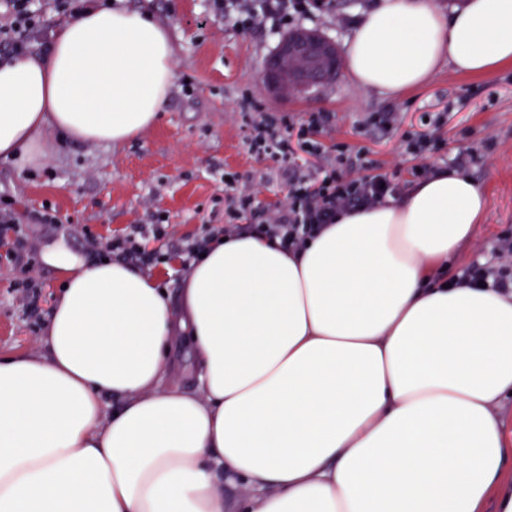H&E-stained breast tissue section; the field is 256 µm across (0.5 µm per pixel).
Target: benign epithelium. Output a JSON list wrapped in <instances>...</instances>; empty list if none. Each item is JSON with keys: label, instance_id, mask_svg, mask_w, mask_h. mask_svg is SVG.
Instances as JSON below:
<instances>
[{"label": "benign epithelium", "instance_id": "1", "mask_svg": "<svg viewBox=\"0 0 512 512\" xmlns=\"http://www.w3.org/2000/svg\"><path fill=\"white\" fill-rule=\"evenodd\" d=\"M336 42L310 30L289 34L259 72V79L279 94L320 86L340 72Z\"/></svg>", "mask_w": 512, "mask_h": 512}]
</instances>
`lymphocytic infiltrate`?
Returning a JSON list of instances; mask_svg holds the SVG:
<instances>
[{"mask_svg":"<svg viewBox=\"0 0 512 512\" xmlns=\"http://www.w3.org/2000/svg\"><path fill=\"white\" fill-rule=\"evenodd\" d=\"M81 0H0V65L31 54L39 41L50 38L45 18L54 13L77 16ZM213 17L233 19L246 27H259L268 20L291 23L312 13L331 10L332 0H211ZM325 123L323 113L315 112L299 123L295 137L280 133L276 121L262 112L250 125L249 147L259 156L280 161L288 168V194L275 210L259 223L227 224L212 230L188 249L197 257L210 243L227 235L259 234L280 239L286 249H302L323 225L335 223L337 216L350 208H370L395 196L398 185L384 174L368 175L361 159L338 154L334 164L307 168L296 164V150L319 156L325 145L316 134ZM158 225L134 224L129 233L114 241L112 249L143 269L160 261L150 240L160 238ZM498 263L485 267L470 264L453 274L451 285L489 284L500 289L512 288V233L497 240Z\"/></svg>","mask_w":512,"mask_h":512,"instance_id":"lymphocytic-infiltrate-1","label":"lymphocytic infiltrate"}]
</instances>
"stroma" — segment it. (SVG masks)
Segmentation results:
<instances>
[{
  "label": "stroma",
  "instance_id": "obj_1",
  "mask_svg": "<svg viewBox=\"0 0 512 512\" xmlns=\"http://www.w3.org/2000/svg\"><path fill=\"white\" fill-rule=\"evenodd\" d=\"M147 11L167 29L174 50L175 78L161 120L120 146L75 143L46 137L42 167L0 158V207L11 210L19 228L0 246V353L38 350L44 316L58 294L62 271L44 256L65 247L93 256L94 242L125 233L165 215L164 235L155 241L163 256L149 271L159 287L178 295L185 270L183 250L208 230L231 223L222 176L238 175V191L252 194L256 209L283 201L287 174L280 162L251 154L242 121L244 100L260 102L276 116L302 121L310 112L333 115V141L374 161L377 171L411 186L421 158L447 165L463 156L466 170L486 190L483 224L464 245L456 266L492 261L497 237L512 230V66L462 76L444 66L425 85L395 98L355 86L347 74L303 95H281L257 74L291 28L314 30L345 48L361 13L375 0H336L335 16L313 14L293 27L247 30L209 19V0H120ZM191 85L192 95L182 93ZM390 112L392 127L372 124ZM54 215L50 226L36 216ZM28 248V265L11 262L9 250ZM40 283V317L19 302L27 274Z\"/></svg>",
  "mask_w": 512,
  "mask_h": 512
}]
</instances>
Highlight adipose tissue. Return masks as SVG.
I'll return each mask as SVG.
<instances>
[{"instance_id": "obj_1", "label": "adipose tissue", "mask_w": 512, "mask_h": 512, "mask_svg": "<svg viewBox=\"0 0 512 512\" xmlns=\"http://www.w3.org/2000/svg\"><path fill=\"white\" fill-rule=\"evenodd\" d=\"M445 65L512 66V0H377L345 54L355 85L396 97ZM173 81L160 23L90 5L0 67V157L39 167L53 132L122 145ZM488 206L442 168L296 253L212 243L175 300L124 262L50 252L65 287L40 348L0 355V512H512V290L436 278ZM179 335L194 392L172 371Z\"/></svg>"}]
</instances>
